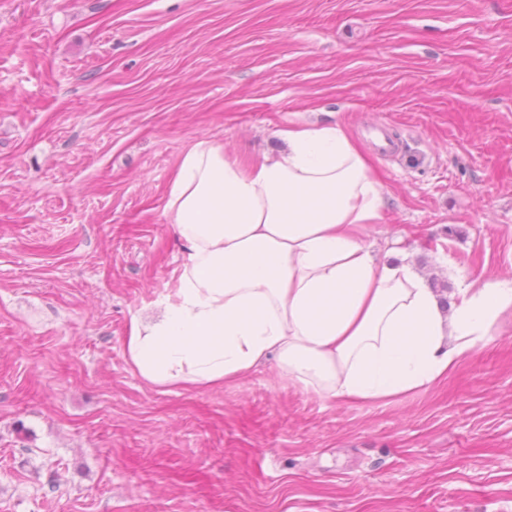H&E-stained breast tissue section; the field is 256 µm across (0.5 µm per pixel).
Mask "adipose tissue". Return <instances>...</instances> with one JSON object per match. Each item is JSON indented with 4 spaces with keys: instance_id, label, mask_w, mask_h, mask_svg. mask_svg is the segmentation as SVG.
I'll list each match as a JSON object with an SVG mask.
<instances>
[{
    "instance_id": "ef3b65f1",
    "label": "adipose tissue",
    "mask_w": 512,
    "mask_h": 512,
    "mask_svg": "<svg viewBox=\"0 0 512 512\" xmlns=\"http://www.w3.org/2000/svg\"><path fill=\"white\" fill-rule=\"evenodd\" d=\"M276 137L247 159L212 137L181 156L163 209L185 245L175 286L125 343L143 382L222 387L272 354L278 377L320 398L392 400L494 341L512 287L468 284L445 308L411 262L367 250L384 186L340 125Z\"/></svg>"
}]
</instances>
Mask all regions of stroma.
<instances>
[{
	"label": "stroma",
	"mask_w": 512,
	"mask_h": 512,
	"mask_svg": "<svg viewBox=\"0 0 512 512\" xmlns=\"http://www.w3.org/2000/svg\"><path fill=\"white\" fill-rule=\"evenodd\" d=\"M332 121L384 185L377 255L512 284V0H0V512H512L511 316L395 401L125 360L183 152Z\"/></svg>",
	"instance_id": "35a3bbf8"
}]
</instances>
